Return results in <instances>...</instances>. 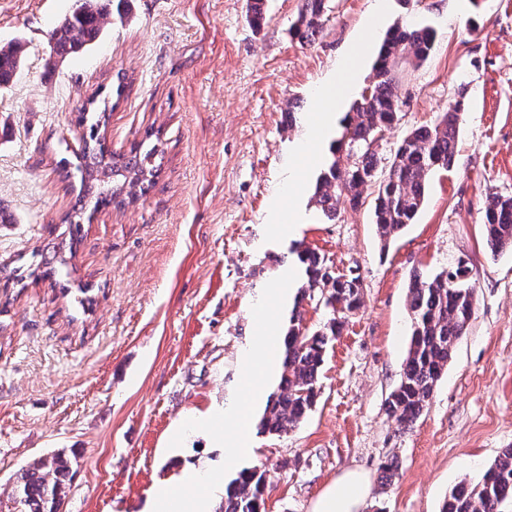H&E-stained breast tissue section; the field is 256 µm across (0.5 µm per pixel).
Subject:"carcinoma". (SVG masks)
Returning <instances> with one entry per match:
<instances>
[{"instance_id": "cac0c4a2", "label": "carcinoma", "mask_w": 512, "mask_h": 512, "mask_svg": "<svg viewBox=\"0 0 512 512\" xmlns=\"http://www.w3.org/2000/svg\"><path fill=\"white\" fill-rule=\"evenodd\" d=\"M326 0H303L293 25L295 36L305 43L322 26ZM128 0H76L71 13L51 31L49 55L62 63L70 56L96 45L112 27V19L124 21ZM436 42L434 29L402 25L389 33L380 49L369 93L361 95L353 112L342 120L340 144L346 164L332 161L316 181L314 201L329 221L338 218L341 196L359 205L364 187L376 180L377 153L370 147L376 135L394 123L404 105L398 94L399 64L419 65ZM24 62L23 40L0 44V85H9ZM91 109L82 113L78 124L86 127L85 150L75 171L79 175L80 209L66 214L69 240H78L81 215L113 207L122 210L137 203L155 185L163 154L155 133L145 132L126 152H113L107 146L105 129L107 107L90 100ZM457 100L432 125L418 128L397 146L387 178L378 183L373 209L381 242L397 237L425 201L431 174L448 171L454 164L459 115ZM483 224L486 243L494 253L512 249V196L495 195L488 199ZM76 257L70 247L40 259L26 272L14 275L22 281L49 279L63 297L71 296L68 284L55 276L68 275ZM310 290H318L319 301L327 307L354 311L359 307L360 283L356 278L332 276L321 257L311 251L298 254ZM459 268L441 271L432 277L416 274L408 287L411 313L410 343L400 381L386 400V410L401 427L412 428L429 403L437 382L452 358L462 336L468 332L474 313V288L458 279ZM343 321L333 317L324 329L313 334L290 327L284 338L283 371L279 391L274 394L259 422L260 429L280 434L297 426L314 405L316 384L328 344L341 332ZM72 462L61 454L39 458L16 479L11 500L14 512H60L67 493V478ZM264 473L257 468L243 470L226 489L219 512H262ZM512 503V448L504 449L476 482H461L449 492L441 512H503Z\"/></svg>"}]
</instances>
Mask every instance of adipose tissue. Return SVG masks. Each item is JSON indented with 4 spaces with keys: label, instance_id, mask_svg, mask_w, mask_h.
I'll return each mask as SVG.
<instances>
[{
    "label": "adipose tissue",
    "instance_id": "1",
    "mask_svg": "<svg viewBox=\"0 0 512 512\" xmlns=\"http://www.w3.org/2000/svg\"><path fill=\"white\" fill-rule=\"evenodd\" d=\"M256 317L261 334L254 337L241 353V365L250 386L243 405L235 411L234 427L229 429L207 420L202 423L210 442L223 449L224 461L228 464L235 463L250 451L252 425L249 412L262 395L253 381L270 373L274 363L270 341L275 321L262 305L257 307ZM222 486L216 473L185 468L176 482L155 489L145 512H210L211 495ZM368 492L365 476L356 470L347 471L318 496L312 512H359Z\"/></svg>",
    "mask_w": 512,
    "mask_h": 512
}]
</instances>
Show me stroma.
Here are the masks:
<instances>
[{
    "instance_id": "35a3bbf8",
    "label": "stroma",
    "mask_w": 512,
    "mask_h": 512,
    "mask_svg": "<svg viewBox=\"0 0 512 512\" xmlns=\"http://www.w3.org/2000/svg\"><path fill=\"white\" fill-rule=\"evenodd\" d=\"M73 3L0 0V42H25L20 73L0 88V512L21 469L58 452L75 460L61 512H145L187 465L228 483L265 468V512H312L350 469L369 480L361 512H439L453 486L512 447V251L491 253L482 226L489 196H512V0H327L306 45L292 33L302 0H266L259 27L247 0H132L125 22L57 64L47 40ZM404 24L434 28L437 46L404 74L378 178L408 133L437 121L460 90L468 96L453 168L430 178L413 223L385 246L372 222L376 186L358 209L342 203L334 222L313 194L341 114L369 85L387 31ZM121 70L131 82L109 114L108 145L123 152L158 130L162 170L135 206L82 225L73 280L96 296L82 314L50 282L19 287L7 276L60 244L78 186L57 163L80 148L75 120L88 97L109 94ZM336 84L345 93L323 103L319 90ZM325 110L322 149L303 156L306 120ZM276 223L291 232L274 236ZM305 249L333 275L358 278L360 306L328 346L302 422L256 432L252 454L225 468L205 434L173 433L240 398L238 353L281 274V329L310 333L328 320L301 296ZM461 260L475 288L469 331L414 428L400 429L385 403L407 356L411 276ZM391 456L399 468L387 484Z\"/></svg>"
}]
</instances>
